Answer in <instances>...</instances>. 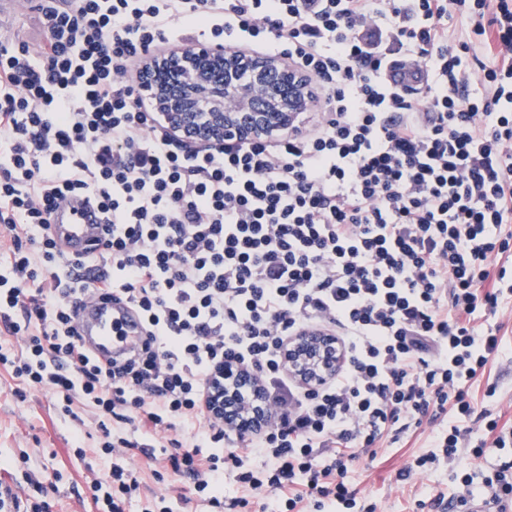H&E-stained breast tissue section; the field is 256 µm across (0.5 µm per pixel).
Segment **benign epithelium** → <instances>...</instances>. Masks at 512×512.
Returning a JSON list of instances; mask_svg holds the SVG:
<instances>
[{
  "mask_svg": "<svg viewBox=\"0 0 512 512\" xmlns=\"http://www.w3.org/2000/svg\"><path fill=\"white\" fill-rule=\"evenodd\" d=\"M275 75L288 84V93L272 92ZM140 84L160 121L191 145L298 135L317 95L313 81L281 58L229 51L214 43L148 55ZM285 356L291 375L307 387L334 376L344 361L336 336L318 329L298 332ZM249 399L244 410L237 392L226 388L215 409L243 433H258L269 417L260 385Z\"/></svg>",
  "mask_w": 512,
  "mask_h": 512,
  "instance_id": "benign-epithelium-1",
  "label": "benign epithelium"
}]
</instances>
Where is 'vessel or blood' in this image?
Wrapping results in <instances>:
<instances>
[{
    "label": "vessel or blood",
    "instance_id": "1",
    "mask_svg": "<svg viewBox=\"0 0 512 512\" xmlns=\"http://www.w3.org/2000/svg\"><path fill=\"white\" fill-rule=\"evenodd\" d=\"M103 230L96 208L81 195L70 197L49 218L51 236L72 255L85 254ZM76 321L82 344L103 359L136 350L145 333L137 311L119 298L86 301Z\"/></svg>",
    "mask_w": 512,
    "mask_h": 512
}]
</instances>
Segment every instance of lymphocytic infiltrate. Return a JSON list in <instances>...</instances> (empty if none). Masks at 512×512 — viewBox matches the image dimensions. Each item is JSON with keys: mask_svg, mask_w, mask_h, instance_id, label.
Masks as SVG:
<instances>
[{"mask_svg": "<svg viewBox=\"0 0 512 512\" xmlns=\"http://www.w3.org/2000/svg\"><path fill=\"white\" fill-rule=\"evenodd\" d=\"M37 46L0 43V365L94 411L100 512H124L165 455L213 512H376L347 481L361 456L432 428L402 481L451 470L512 504V423L489 324L512 297V0H39ZM466 27H459V20ZM209 31L311 77L308 134L194 148L160 124L131 68ZM95 198L105 233L60 248L51 211ZM123 295L144 346L112 362L80 343L79 302ZM332 331L341 370L308 388L288 339ZM254 373L273 413L245 436L212 406ZM163 434L155 446V434ZM499 455L492 474L462 454ZM233 470L243 496L223 495ZM54 483H0V512H45Z\"/></svg>", "mask_w": 512, "mask_h": 512, "instance_id": "f902f5d3", "label": "lymphocytic infiltrate"}]
</instances>
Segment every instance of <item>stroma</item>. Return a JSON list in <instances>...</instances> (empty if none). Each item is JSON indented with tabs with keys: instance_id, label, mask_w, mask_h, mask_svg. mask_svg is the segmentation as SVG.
Returning <instances> with one entry per match:
<instances>
[{
	"instance_id": "35a3bbf8",
	"label": "stroma",
	"mask_w": 512,
	"mask_h": 512,
	"mask_svg": "<svg viewBox=\"0 0 512 512\" xmlns=\"http://www.w3.org/2000/svg\"><path fill=\"white\" fill-rule=\"evenodd\" d=\"M19 381L0 367V480L11 483L30 474L40 480L55 475L57 491L51 501L52 512H95L89 480L92 473L105 472L110 458L94 452L100 439L91 411L75 405L74 416L60 415L50 393L43 389L28 390L26 398H18ZM82 437L85 457L74 453L75 437ZM433 434L416 433L406 447L378 449L375 459L361 458L348 474L349 481L362 496L376 502L380 512H416L418 501H427L437 492L456 496L458 489L451 473L440 470L402 482L398 471L414 456L427 452ZM162 471L164 482L154 473ZM140 488L127 502L125 512H159L155 499L162 487L174 495L191 496L192 483L170 472L166 461L142 465Z\"/></svg>"
}]
</instances>
